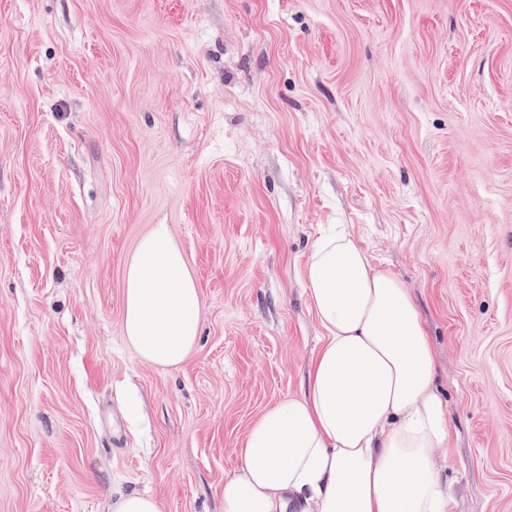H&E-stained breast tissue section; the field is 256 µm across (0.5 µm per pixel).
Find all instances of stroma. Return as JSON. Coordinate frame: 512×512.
<instances>
[{
    "label": "stroma",
    "instance_id": "35a3bbf8",
    "mask_svg": "<svg viewBox=\"0 0 512 512\" xmlns=\"http://www.w3.org/2000/svg\"><path fill=\"white\" fill-rule=\"evenodd\" d=\"M156 224L202 302L173 368L124 336ZM331 224L424 321L448 512H512V0H0V512H224ZM109 512H159V507L153 497L132 491L112 496Z\"/></svg>",
    "mask_w": 512,
    "mask_h": 512
}]
</instances>
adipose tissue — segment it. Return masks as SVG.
I'll list each match as a JSON object with an SVG mask.
<instances>
[{"instance_id": "obj_1", "label": "adipose tissue", "mask_w": 512, "mask_h": 512, "mask_svg": "<svg viewBox=\"0 0 512 512\" xmlns=\"http://www.w3.org/2000/svg\"><path fill=\"white\" fill-rule=\"evenodd\" d=\"M304 286L323 331L306 386L249 428L224 512H448L435 466L448 413L407 288L344 231L314 242ZM201 317L182 250L168 225H153L126 266L128 344L154 366H178Z\"/></svg>"}]
</instances>
